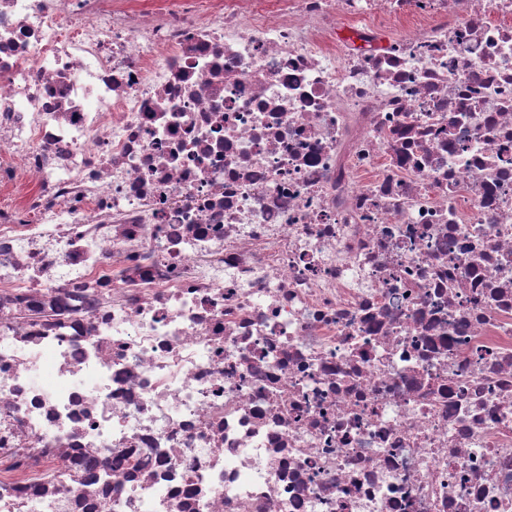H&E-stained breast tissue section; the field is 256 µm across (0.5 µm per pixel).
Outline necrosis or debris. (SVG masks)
Segmentation results:
<instances>
[{"label": "necrosis or debris", "mask_w": 512, "mask_h": 512, "mask_svg": "<svg viewBox=\"0 0 512 512\" xmlns=\"http://www.w3.org/2000/svg\"><path fill=\"white\" fill-rule=\"evenodd\" d=\"M0 512H512V0H0Z\"/></svg>", "instance_id": "necrosis-or-debris-1"}]
</instances>
